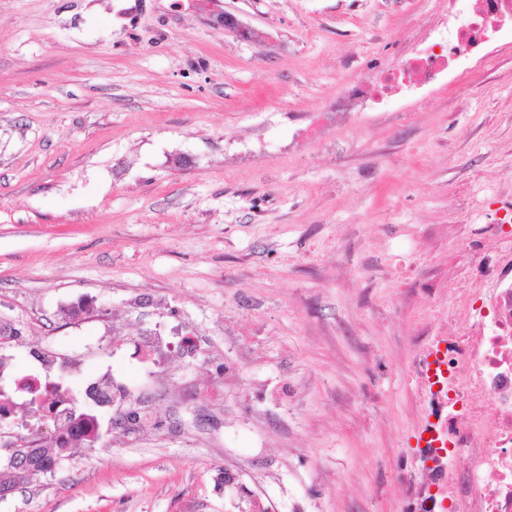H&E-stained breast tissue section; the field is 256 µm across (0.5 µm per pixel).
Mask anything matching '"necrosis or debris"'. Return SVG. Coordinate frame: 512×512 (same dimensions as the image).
<instances>
[{"instance_id":"necrosis-or-debris-1","label":"necrosis or debris","mask_w":512,"mask_h":512,"mask_svg":"<svg viewBox=\"0 0 512 512\" xmlns=\"http://www.w3.org/2000/svg\"><path fill=\"white\" fill-rule=\"evenodd\" d=\"M512 36V0H448V20L437 44L401 64L346 83L345 104L379 106L396 92L447 83L459 60L487 54L494 34ZM476 262L497 275L492 317L463 318L440 339L414 338L419 353L412 371L420 381L427 435L422 450L430 482L414 512H512V261L482 252ZM68 367L56 375L6 374L0 417L17 420L32 398L54 400Z\"/></svg>"}]
</instances>
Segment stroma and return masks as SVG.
<instances>
[{
  "instance_id": "35a3bbf8",
  "label": "stroma",
  "mask_w": 512,
  "mask_h": 512,
  "mask_svg": "<svg viewBox=\"0 0 512 512\" xmlns=\"http://www.w3.org/2000/svg\"><path fill=\"white\" fill-rule=\"evenodd\" d=\"M126 2L0 0V354L133 387L158 426L105 410L0 512H237L218 458L274 512H404L412 338L488 307L473 258L512 251V43L328 121L448 0ZM173 329L194 357L146 375L135 339Z\"/></svg>"
}]
</instances>
